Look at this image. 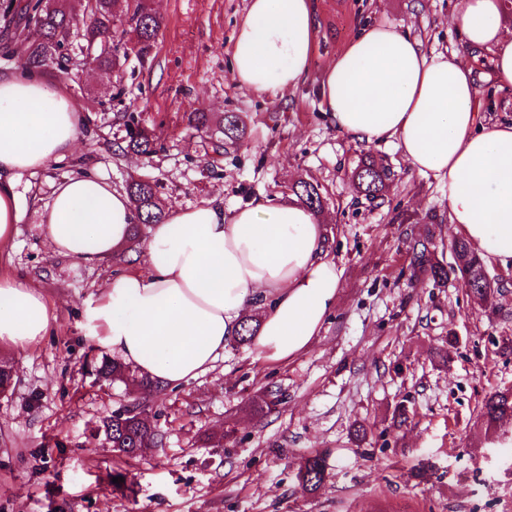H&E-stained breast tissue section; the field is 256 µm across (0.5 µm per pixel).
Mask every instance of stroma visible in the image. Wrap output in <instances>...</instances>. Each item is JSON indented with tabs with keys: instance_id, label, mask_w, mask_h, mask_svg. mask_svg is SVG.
<instances>
[{
	"instance_id": "obj_1",
	"label": "stroma",
	"mask_w": 512,
	"mask_h": 512,
	"mask_svg": "<svg viewBox=\"0 0 512 512\" xmlns=\"http://www.w3.org/2000/svg\"><path fill=\"white\" fill-rule=\"evenodd\" d=\"M150 3L162 26L147 59L109 75L75 69L56 82L81 108L85 170L117 189L148 178L168 210L244 206L291 197L299 180L318 184L326 248L343 270L339 301L292 360H258L250 344L233 341L211 372L143 398L162 443L123 459L97 428L136 399L97 374L111 354L86 335L83 309L113 270L144 262L146 243L92 266L53 254L36 213L71 165L23 177L27 215L0 251V277L38 285L55 321L28 350H0L16 372L0 397V512H52L56 503L64 512H512V450L502 446L512 423L490 431L480 415L486 396L512 390V353L503 350L512 341V266L488 263L500 288L483 308L457 282L411 279L413 237L433 231L444 251L458 233L446 182L417 173L393 144L338 134L322 102L326 64L366 26L389 25L430 53L462 49L450 22L458 0H314L308 74L266 93L238 86L230 71L247 0ZM490 68L486 57L474 65L480 118L511 121L512 92L496 90ZM126 112L153 130L156 156L114 154ZM193 112L216 122L239 115L245 135L215 151L189 126ZM365 150L394 173L373 201L350 179ZM400 403L409 420L397 427ZM316 452L328 477L312 494L297 473Z\"/></svg>"
}]
</instances>
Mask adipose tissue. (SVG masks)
I'll list each match as a JSON object with an SVG mask.
<instances>
[{
    "label": "adipose tissue",
    "mask_w": 512,
    "mask_h": 512,
    "mask_svg": "<svg viewBox=\"0 0 512 512\" xmlns=\"http://www.w3.org/2000/svg\"><path fill=\"white\" fill-rule=\"evenodd\" d=\"M463 50L427 55L419 41L368 26L327 65L323 103L336 131L370 146L392 142L411 166L448 183V215L488 261L512 265V121L483 123L468 59L488 55L497 87L512 91V19L502 0H460L451 17ZM311 0H248L231 55L235 82L263 93L296 87L314 55ZM78 106L44 75L0 73V246L24 218L16 190L74 154ZM137 214L98 174L68 176L40 210L54 254L95 264L129 240ZM146 269L112 273L87 303L84 330L161 388L211 370L257 312L255 358L291 359L315 342L335 308L342 270L323 250L316 215L275 196L226 209L209 202L170 210L152 225ZM53 315L26 281L0 278V349L24 351Z\"/></svg>",
    "instance_id": "ef3b65f1"
}]
</instances>
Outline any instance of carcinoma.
Listing matches in <instances>:
<instances>
[{
    "instance_id": "1",
    "label": "carcinoma",
    "mask_w": 512,
    "mask_h": 512,
    "mask_svg": "<svg viewBox=\"0 0 512 512\" xmlns=\"http://www.w3.org/2000/svg\"><path fill=\"white\" fill-rule=\"evenodd\" d=\"M85 12L77 19V10ZM128 18L136 43L134 56L146 58L152 51L162 20L153 12L149 0H0V22H14L13 30H4L0 36L14 46L13 54L21 68L35 73L56 69L68 74L65 51L88 50L94 54L96 67L103 72L112 71L129 55L125 50L128 41L118 32L116 22ZM125 135L118 139L121 152H133L152 157L158 152L153 133L131 113L123 115ZM216 133L223 135L214 142L215 149L226 144L240 142L244 135V124L236 115L224 117V124ZM390 167L379 163L370 155L360 158L352 172V181L357 192L371 199L383 195L387 182L391 180ZM129 195L140 223L133 225L130 242L140 236V225L159 224L165 218L155 183L142 178H132L126 183ZM293 194L314 212L323 208L319 186L300 181L292 186ZM452 261L446 263L438 258L433 235L413 241L411 246V276L427 278L435 284H444L452 278L465 288L474 304L483 305L497 288H491L482 277L485 263L475 248L464 237H455L449 242ZM101 372L112 377L131 393L159 391L147 377L121 363L105 364ZM482 417L490 427L503 421H512V390L496 391L484 401ZM101 430L107 443L123 449L126 458L139 457L142 448L155 447L162 442L151 420L143 421L139 415H117L102 421ZM306 489L314 493L326 478V461L318 453L307 456L298 473Z\"/></svg>"
}]
</instances>
